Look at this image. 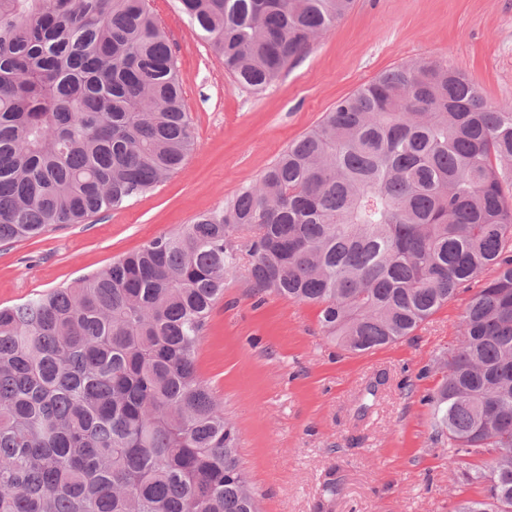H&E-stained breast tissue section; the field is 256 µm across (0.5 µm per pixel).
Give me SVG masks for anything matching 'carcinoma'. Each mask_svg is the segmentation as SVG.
Segmentation results:
<instances>
[{"label":"carcinoma","mask_w":512,"mask_h":512,"mask_svg":"<svg viewBox=\"0 0 512 512\" xmlns=\"http://www.w3.org/2000/svg\"><path fill=\"white\" fill-rule=\"evenodd\" d=\"M262 92L353 0H177ZM196 146L148 0H0V241L85 224ZM512 108L444 64L393 67L225 205L0 307V512H258L195 354L224 280L319 307L350 352L418 329L488 270L427 397L448 459L512 512Z\"/></svg>","instance_id":"cac0c4a2"}]
</instances>
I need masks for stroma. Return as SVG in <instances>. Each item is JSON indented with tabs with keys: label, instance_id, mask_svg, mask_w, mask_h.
Returning a JSON list of instances; mask_svg holds the SVG:
<instances>
[{
	"label": "stroma",
	"instance_id": "35a3bbf8",
	"mask_svg": "<svg viewBox=\"0 0 512 512\" xmlns=\"http://www.w3.org/2000/svg\"><path fill=\"white\" fill-rule=\"evenodd\" d=\"M149 5L177 59L197 148L121 209L0 243L1 307L94 274L224 205L338 99L405 62L464 71L488 102L512 105V0H355L260 94L234 83L176 0ZM468 297L459 291L413 336L354 354L323 336L317 306L255 294L241 273L225 281L197 368L236 428L259 512H456L482 498L481 484L449 467L426 402L461 342Z\"/></svg>",
	"mask_w": 512,
	"mask_h": 512
}]
</instances>
